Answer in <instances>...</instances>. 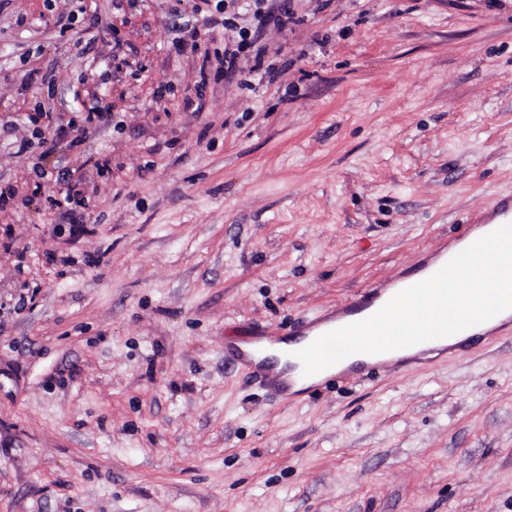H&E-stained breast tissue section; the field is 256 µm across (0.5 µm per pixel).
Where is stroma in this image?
Instances as JSON below:
<instances>
[{"instance_id": "obj_1", "label": "stroma", "mask_w": 512, "mask_h": 512, "mask_svg": "<svg viewBox=\"0 0 512 512\" xmlns=\"http://www.w3.org/2000/svg\"><path fill=\"white\" fill-rule=\"evenodd\" d=\"M283 2L0 0V512H512V325L287 403L224 362L512 193V0ZM262 50L255 48L253 42L248 39L246 30L228 35L224 34V57L217 60L216 68L229 71H239L242 64L247 65L250 58L259 63Z\"/></svg>"}]
</instances>
